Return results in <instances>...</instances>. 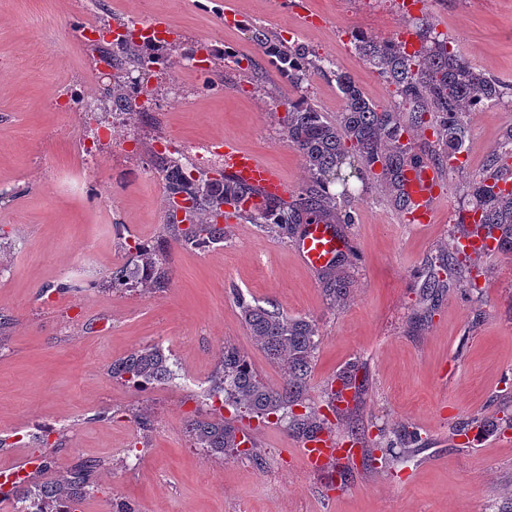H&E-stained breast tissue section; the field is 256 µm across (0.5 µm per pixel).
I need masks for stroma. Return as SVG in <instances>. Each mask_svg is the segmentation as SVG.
<instances>
[{"instance_id": "35a3bbf8", "label": "stroma", "mask_w": 512, "mask_h": 512, "mask_svg": "<svg viewBox=\"0 0 512 512\" xmlns=\"http://www.w3.org/2000/svg\"><path fill=\"white\" fill-rule=\"evenodd\" d=\"M312 27L281 0H0V438L1 461L40 483L79 460H97L98 490L81 512L128 500L139 512H512V252L441 269L468 203L463 182L481 171L512 107L471 113L464 159L443 182L434 223H409L388 187L359 184L343 269L348 295L326 299L321 277L291 239L230 223L224 246L169 241L159 148L190 170H222L214 144L235 137L279 171L290 190L308 179L285 134L288 102L306 99L328 116L342 109L335 81L309 73L292 86L256 48V26L302 42L348 73L367 98L393 104V88L355 48L351 33L395 40L410 26L397 0H304ZM419 16L447 35L477 70L512 84V0H422ZM163 17L171 64L113 72L98 64L81 29ZM153 96L150 112L115 113V79ZM105 136L90 164L83 140ZM164 244L165 288L105 289L112 271L136 270V247ZM439 287L426 288L429 270ZM241 291L316 324L320 345L308 396L323 407L328 383L350 362L367 370L364 402L349 428L368 448L401 430L421 445L391 468L350 459L344 486L335 464L312 471L303 443L277 421L243 419L255 457L199 447L188 416L231 418L211 379L226 345L276 387L283 371L257 345L233 300ZM159 345L173 381L149 390L113 380L109 368L133 350ZM145 415L149 427L137 424ZM481 422V439L456 435ZM51 428L48 446L29 430Z\"/></svg>"}]
</instances>
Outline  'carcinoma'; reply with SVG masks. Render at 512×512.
<instances>
[{
  "instance_id": "1",
  "label": "carcinoma",
  "mask_w": 512,
  "mask_h": 512,
  "mask_svg": "<svg viewBox=\"0 0 512 512\" xmlns=\"http://www.w3.org/2000/svg\"><path fill=\"white\" fill-rule=\"evenodd\" d=\"M420 48L412 53L400 43L380 41L363 33L355 36L356 48L378 73L393 86L394 105L383 107L365 97L349 75L325 66L314 50L301 42L275 43L262 29L250 28L258 50L270 58L288 82L296 84L311 70L324 72L336 82L343 101L341 112L329 118L302 100L289 106L283 123L288 142L301 154L309 181L285 198L269 196L210 172L192 175L181 160L172 155L158 157L165 179L166 226L175 241L185 248L219 247L227 239L219 221L237 218L257 224L282 237H293L302 224H353L352 212L340 206L339 198L351 197V183L376 179L389 185L394 207L412 214L405 190L407 171L425 162L438 169L444 159H452L465 149L467 116L482 106L504 98L512 103V85L472 67L454 48L448 37L425 23H416ZM148 57L127 47L115 59L121 67L134 62L147 65ZM138 87L117 81L112 103L124 111L131 108ZM415 130H430L435 137L428 149L417 145ZM512 158V131L507 133L486 168L466 180L463 191L471 198L461 210L459 236H480L497 247L512 241V189L501 186L508 176ZM341 187L338 193L330 186ZM145 275L140 284L158 290L169 279V269L156 252L142 250ZM325 295L331 301L345 299L346 281L341 266L321 272ZM235 305L251 336L267 357L280 365L285 381L279 387L264 384L249 360L234 347L224 349L215 379L216 390L224 393V403L244 410L251 418L272 417L286 423L288 432L302 442L332 432L328 416L306 403L313 363L318 349L315 324L291 317L275 306L253 303L241 292L234 293ZM363 369L351 362L337 376L338 385L327 386L325 405L334 416L350 420L363 401L365 382L357 381ZM112 377L127 383L144 380L166 383L173 378L167 358L158 348L135 351L112 364ZM189 432L196 444L216 453L252 455L254 436L233 419L222 416L193 420ZM100 464L82 460L59 480L31 489L19 483L10 496L23 506L21 512H76L94 491L93 473Z\"/></svg>"
}]
</instances>
